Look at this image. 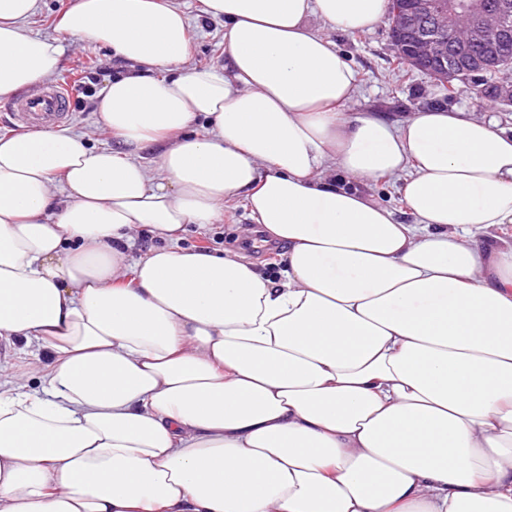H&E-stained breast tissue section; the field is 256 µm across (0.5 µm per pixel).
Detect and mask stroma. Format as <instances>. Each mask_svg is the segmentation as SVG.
<instances>
[{"instance_id": "1", "label": "stroma", "mask_w": 512, "mask_h": 512, "mask_svg": "<svg viewBox=\"0 0 512 512\" xmlns=\"http://www.w3.org/2000/svg\"><path fill=\"white\" fill-rule=\"evenodd\" d=\"M190 7L191 51L186 67H212L224 63V23L201 15L199 0H185ZM73 0H41L40 10L29 19V27L48 37L60 38L66 51L62 67L55 74L58 82L86 83L101 88L117 71L119 62L106 50H91L78 39L58 34L55 24ZM310 25L318 34L329 39L344 60L353 68L357 89L345 104L348 113L378 112L390 123H400L411 112L432 106H448L475 115L496 120L501 126L512 127V112L495 105L488 98L476 97L473 82L460 84L454 99H446L444 90L427 75L413 73L404 77L394 70L389 33L392 22L382 18L372 29L355 33L345 32L318 19ZM253 222L242 200L234 199L224 205L222 217L205 227L188 225L183 247L221 251L233 249L263 263L266 270L278 273L287 245L262 251L248 247V229Z\"/></svg>"}]
</instances>
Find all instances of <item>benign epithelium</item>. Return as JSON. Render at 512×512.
I'll return each instance as SVG.
<instances>
[{
	"instance_id": "obj_1",
	"label": "benign epithelium",
	"mask_w": 512,
	"mask_h": 512,
	"mask_svg": "<svg viewBox=\"0 0 512 512\" xmlns=\"http://www.w3.org/2000/svg\"><path fill=\"white\" fill-rule=\"evenodd\" d=\"M391 42L393 53L402 54L403 36L413 35V47L407 60L416 69L435 55L441 65L426 70L448 90L460 81L504 67V49L512 43V3L501 0L488 6L484 0H448V6L435 7V0H395L392 11ZM467 20V33L458 40L446 41L445 30L455 28L459 18ZM496 100L512 108V77L496 83Z\"/></svg>"
}]
</instances>
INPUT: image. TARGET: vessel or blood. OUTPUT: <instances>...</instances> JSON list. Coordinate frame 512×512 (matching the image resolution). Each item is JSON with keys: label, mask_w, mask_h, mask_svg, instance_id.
<instances>
[{"label": "vessel or blood", "mask_w": 512, "mask_h": 512, "mask_svg": "<svg viewBox=\"0 0 512 512\" xmlns=\"http://www.w3.org/2000/svg\"><path fill=\"white\" fill-rule=\"evenodd\" d=\"M72 94L64 85L53 84L9 100L5 109L16 126L32 130L67 122L72 112Z\"/></svg>", "instance_id": "obj_1"}]
</instances>
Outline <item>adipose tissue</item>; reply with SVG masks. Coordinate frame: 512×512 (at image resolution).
Segmentation results:
<instances>
[{
    "mask_svg": "<svg viewBox=\"0 0 512 512\" xmlns=\"http://www.w3.org/2000/svg\"><path fill=\"white\" fill-rule=\"evenodd\" d=\"M200 2L220 68L179 0H75L60 31L127 65L114 146L0 137V339L50 360L0 370V512H512V130L343 112L309 20L388 0ZM39 8L0 0V97L60 67ZM397 175L411 224L360 187ZM237 198L279 275L182 246ZM200 0H185L190 5L191 51L184 65L193 67H212L224 64V22L213 20L199 13Z\"/></svg>",
    "mask_w": 512,
    "mask_h": 512,
    "instance_id": "adipose-tissue-1",
    "label": "adipose tissue"
}]
</instances>
